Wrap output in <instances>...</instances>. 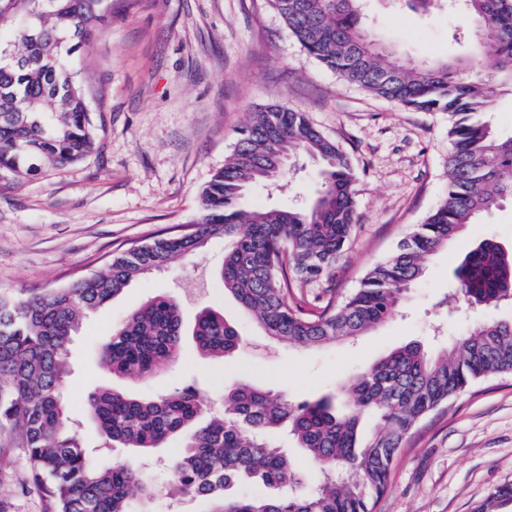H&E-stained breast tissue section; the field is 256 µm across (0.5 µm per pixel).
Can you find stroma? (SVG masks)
Here are the masks:
<instances>
[{
    "label": "stroma",
    "instance_id": "stroma-1",
    "mask_svg": "<svg viewBox=\"0 0 512 512\" xmlns=\"http://www.w3.org/2000/svg\"><path fill=\"white\" fill-rule=\"evenodd\" d=\"M366 33L400 61L452 59L467 38L445 10L415 12L401 0H365ZM88 68L91 105L105 134L87 159L36 178L0 179V296L19 298L102 269L115 253L193 221L199 196L223 167L261 106L302 108L348 154L356 173L358 223L336 270V294L360 285L433 210L448 185V115L394 105L337 76L308 56L265 0H112V12L77 53ZM319 187L303 158L282 187L258 185L255 206L300 207ZM512 246V202H503L428 260L426 275L395 314L352 342L316 349L271 341L248 319L212 271L224 242L133 281L84 318L70 344L64 395L93 460L142 469L155 487L151 512H207L182 497L167 470L170 449L105 447L84 415L88 393L116 388L153 394L194 384L222 412L225 387L264 385L296 401L338 394L393 348L462 336L473 313L453 299L454 263L485 238ZM182 301L185 322L211 306L233 317L243 336L230 358L200 357L185 346L163 374L116 378L98 346L147 298ZM23 450L0 432V512H47L29 481ZM512 483V373L475 381L428 415L395 459L378 512H474L497 486Z\"/></svg>",
    "mask_w": 512,
    "mask_h": 512
}]
</instances>
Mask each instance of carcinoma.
I'll return each instance as SVG.
<instances>
[{
    "label": "carcinoma",
    "mask_w": 512,
    "mask_h": 512,
    "mask_svg": "<svg viewBox=\"0 0 512 512\" xmlns=\"http://www.w3.org/2000/svg\"><path fill=\"white\" fill-rule=\"evenodd\" d=\"M266 2L304 51L345 83L398 106L448 113L447 193L344 301L331 295L311 306L296 289L322 282L335 290L337 263L357 221L355 172L305 112L269 105L253 113L224 167L201 191L189 230L157 235L111 257L105 269L44 293L1 296L0 429L18 434L28 474L52 512H133L131 488L144 504L154 497L140 470L91 460L62 393L81 318L133 279L220 238L224 260L216 274L239 308L274 340L318 346L386 321L432 254L483 212L512 199V135H499L485 118L491 88L512 84V0H459L471 54L419 64L390 58L368 37L363 0ZM105 12H112V0H0V177L39 176L99 148L104 122L71 55L93 39ZM299 154L321 166L320 187L307 208L246 202L253 186L285 180ZM453 281L474 304L512 300V249L481 240L458 261ZM185 336L180 302L155 295L112 329L101 359L114 375L149 380L180 355ZM191 336L199 354L214 358L242 344L238 325L211 307L195 315ZM503 372H512V318L478 320L440 353L408 342L356 375L337 400L294 402L239 384L224 390V412L196 429L206 398L190 384L144 397L100 390L88 395L85 411L105 443L143 451L193 428L173 449L171 474L182 495L212 501L210 512H375L392 462L421 419L475 380ZM371 414L381 428L362 438L360 421ZM279 430L318 467L312 486H301L295 463L273 438ZM238 482L279 494L226 496ZM510 504L507 484L475 512H502Z\"/></svg>",
    "instance_id": "1"
}]
</instances>
